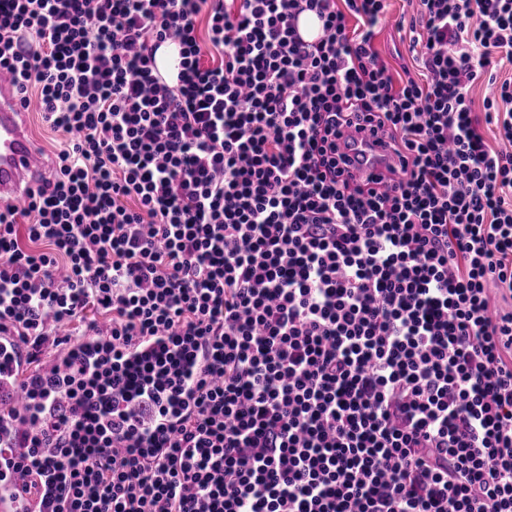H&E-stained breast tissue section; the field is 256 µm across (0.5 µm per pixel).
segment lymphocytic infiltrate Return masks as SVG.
I'll return each mask as SVG.
<instances>
[{"label":"lymphocytic infiltrate","mask_w":512,"mask_h":512,"mask_svg":"<svg viewBox=\"0 0 512 512\" xmlns=\"http://www.w3.org/2000/svg\"><path fill=\"white\" fill-rule=\"evenodd\" d=\"M387 2L0 0V74L66 138L0 201V361L38 369L18 496L512 512V0H418L397 77ZM344 127L408 154L394 184L343 177ZM389 12L385 20H383L378 28L374 41L376 50L380 56L393 69L400 72L401 59L396 57V52L400 51L406 62L413 64L411 53L409 52V41L402 42L396 24L401 17L409 19L416 15L418 2L416 0H390ZM180 54L176 46H155L152 55V73L159 80H169L177 72Z\"/></svg>","instance_id":"f902f5d3"}]
</instances>
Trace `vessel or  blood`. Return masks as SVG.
Segmentation results:
<instances>
[{"mask_svg":"<svg viewBox=\"0 0 512 512\" xmlns=\"http://www.w3.org/2000/svg\"><path fill=\"white\" fill-rule=\"evenodd\" d=\"M180 54L176 46L155 47L152 55V73L160 80H168L177 72ZM340 153L350 159L349 171L365 184L381 186L392 183L400 159L389 140L344 130L337 141ZM42 160L39 149L20 120L13 88L0 80V197L25 196L36 186ZM16 372L0 373V414L22 410L23 400L16 385ZM37 501L20 503L12 490L0 484V512H38Z\"/></svg>","mask_w":512,"mask_h":512,"instance_id":"b4317fda","label":"vessel or blood"}]
</instances>
